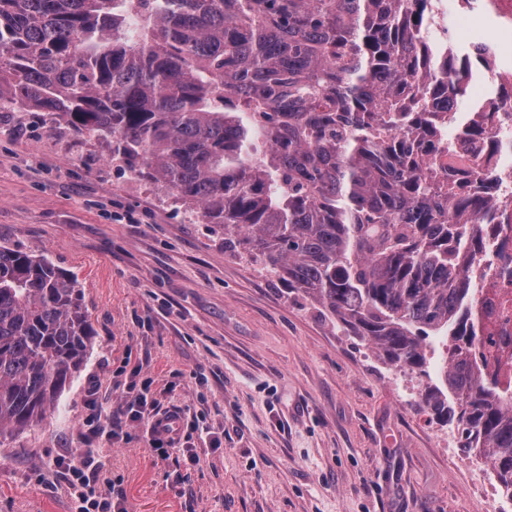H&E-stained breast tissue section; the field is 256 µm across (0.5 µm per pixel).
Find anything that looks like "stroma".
<instances>
[{
	"label": "stroma",
	"instance_id": "35a3bbf8",
	"mask_svg": "<svg viewBox=\"0 0 512 512\" xmlns=\"http://www.w3.org/2000/svg\"><path fill=\"white\" fill-rule=\"evenodd\" d=\"M75 276L95 330L57 407L0 439V512H74L45 457L79 448L89 396L119 408L151 380L185 434L220 447L156 458L145 425L104 447L101 489L129 512H512L490 466L383 378L384 360L307 296L164 201L109 143L33 108L0 111V245Z\"/></svg>",
	"mask_w": 512,
	"mask_h": 512
}]
</instances>
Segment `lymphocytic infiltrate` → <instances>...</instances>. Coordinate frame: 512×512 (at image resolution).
Wrapping results in <instances>:
<instances>
[{
    "instance_id": "1",
    "label": "lymphocytic infiltrate",
    "mask_w": 512,
    "mask_h": 512,
    "mask_svg": "<svg viewBox=\"0 0 512 512\" xmlns=\"http://www.w3.org/2000/svg\"><path fill=\"white\" fill-rule=\"evenodd\" d=\"M89 411L82 448L73 454L49 457L43 469L62 479L75 512H127L123 494L97 489L104 468L100 443L127 438V425L143 421L149 427L150 447L160 459H167L182 447L184 412L176 406L163 407L144 393L124 396L118 414L112 416L94 400L89 403Z\"/></svg>"
}]
</instances>
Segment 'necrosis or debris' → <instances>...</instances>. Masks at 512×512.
<instances>
[{"label": "necrosis or debris", "mask_w": 512, "mask_h": 512, "mask_svg": "<svg viewBox=\"0 0 512 512\" xmlns=\"http://www.w3.org/2000/svg\"><path fill=\"white\" fill-rule=\"evenodd\" d=\"M429 31L439 52L465 55L478 63L463 83V100L441 96L439 110L470 122L481 120L499 129L496 145L483 148L494 196L503 210L487 212L483 224L490 232L475 261L483 274L478 312L494 329L503 355L512 354V0H431ZM475 18L488 20L490 32L472 28Z\"/></svg>", "instance_id": "obj_1"}]
</instances>
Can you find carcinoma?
I'll return each mask as SVG.
<instances>
[{
  "instance_id": "carcinoma-1",
  "label": "carcinoma",
  "mask_w": 512,
  "mask_h": 512,
  "mask_svg": "<svg viewBox=\"0 0 512 512\" xmlns=\"http://www.w3.org/2000/svg\"><path fill=\"white\" fill-rule=\"evenodd\" d=\"M427 0H0V109L31 106L112 142V160L199 209L390 365H427L422 402L456 423L512 498V382L477 318L467 261L493 196L444 183L420 65ZM484 138L483 124H457ZM94 329L47 257L0 245V438L55 404Z\"/></svg>"
}]
</instances>
